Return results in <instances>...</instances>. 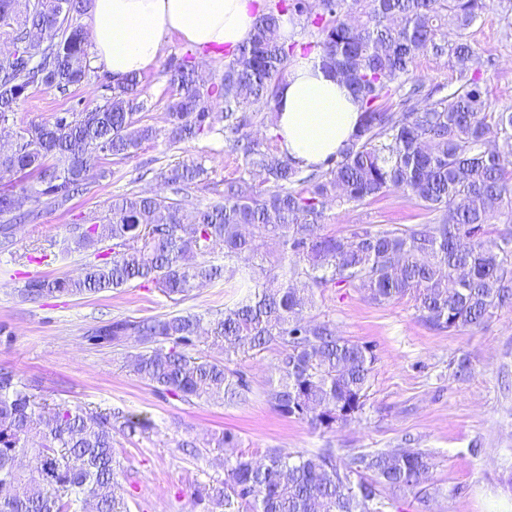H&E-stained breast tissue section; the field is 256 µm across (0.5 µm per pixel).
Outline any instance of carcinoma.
Returning a JSON list of instances; mask_svg holds the SVG:
<instances>
[{
  "label": "carcinoma",
  "mask_w": 512,
  "mask_h": 512,
  "mask_svg": "<svg viewBox=\"0 0 512 512\" xmlns=\"http://www.w3.org/2000/svg\"><path fill=\"white\" fill-rule=\"evenodd\" d=\"M489 0H271L250 41L231 53L224 77L206 84L188 51L162 73L172 91L168 141L214 130L248 140L241 156L247 174L259 171L267 187L244 177L224 184V201L187 215L177 196L197 186L201 167L179 162L158 173L169 194L134 193L112 199V218L80 228L72 243L84 249L107 240L76 279L33 278L26 297L88 296L121 288H156L175 304L215 282L251 284L202 327L196 314L168 312L141 320L115 317L92 328L93 345L122 347L137 337L134 374L184 403L244 402L246 374L227 363L238 353L277 352L267 402L279 415L330 431L362 413L375 371L374 347L341 336L330 320L308 319L316 293L329 286L363 292L373 305L406 296L418 320L434 331L479 327L512 306V234L491 236L487 226L512 217V152L489 150L512 142V112L501 111L480 86L493 66L471 40L470 29ZM88 0H0V174H36L21 187L32 209L21 213L14 193L0 192V248L14 244L13 227L34 222L90 190L100 157L132 156L158 132L141 124L140 78L107 85L92 109L58 115L12 131L14 107L31 89L63 95L88 81L86 36L78 19ZM322 35L303 47L354 92L361 115L349 142L321 166L303 169L285 152L250 139L255 114L276 110L278 89L297 44L280 35L283 18ZM445 58L448 84L415 77L417 59ZM397 94L396 106L383 101ZM400 190L434 215L425 224L324 232V210L334 200L357 206ZM278 245L263 281L253 278L258 242ZM224 247V264L207 259ZM221 342L224 359L193 354L202 330ZM145 417L39 404L13 370L0 367V512H128L116 469V433L143 437ZM402 449L357 452L340 461L331 448L291 460L276 450L260 458L243 453L225 462L224 480L194 490L204 512H383L385 493L412 496L431 512L429 453ZM31 456L34 469L19 458Z\"/></svg>",
  "instance_id": "1"
}]
</instances>
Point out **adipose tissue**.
Returning a JSON list of instances; mask_svg holds the SVG:
<instances>
[{"instance_id": "1", "label": "adipose tissue", "mask_w": 512, "mask_h": 512, "mask_svg": "<svg viewBox=\"0 0 512 512\" xmlns=\"http://www.w3.org/2000/svg\"><path fill=\"white\" fill-rule=\"evenodd\" d=\"M263 0H91L92 62L119 82L153 68L164 39L235 49L249 40ZM276 132L302 168L321 165L355 132L358 103L313 58L296 60L278 92Z\"/></svg>"}]
</instances>
